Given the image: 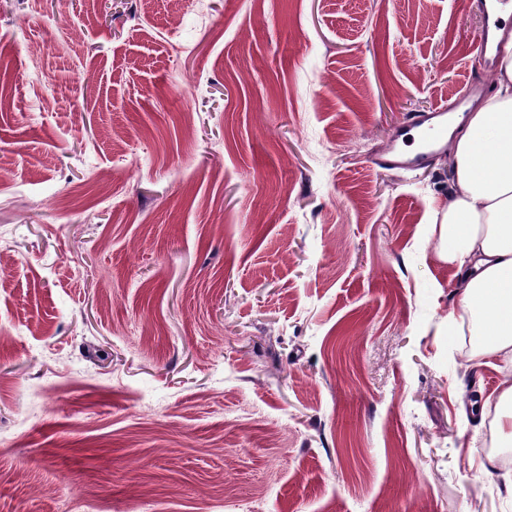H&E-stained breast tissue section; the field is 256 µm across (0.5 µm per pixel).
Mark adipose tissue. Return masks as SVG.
Wrapping results in <instances>:
<instances>
[{"mask_svg":"<svg viewBox=\"0 0 512 512\" xmlns=\"http://www.w3.org/2000/svg\"><path fill=\"white\" fill-rule=\"evenodd\" d=\"M497 89L451 142V199L433 210L441 258L455 265L458 317L473 354L512 365V38L501 48Z\"/></svg>","mask_w":512,"mask_h":512,"instance_id":"ef3b65f1","label":"adipose tissue"}]
</instances>
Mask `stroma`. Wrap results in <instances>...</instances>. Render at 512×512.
<instances>
[{"mask_svg":"<svg viewBox=\"0 0 512 512\" xmlns=\"http://www.w3.org/2000/svg\"><path fill=\"white\" fill-rule=\"evenodd\" d=\"M476 0H0V512H512L451 335ZM445 112H448V110L439 107L429 115L414 117L411 124L406 129V132L420 127V138L425 147H438L437 150L447 147L448 125L444 122ZM432 119H438L439 121L437 123L424 125Z\"/></svg>","mask_w":512,"mask_h":512,"instance_id":"1","label":"stroma"}]
</instances>
